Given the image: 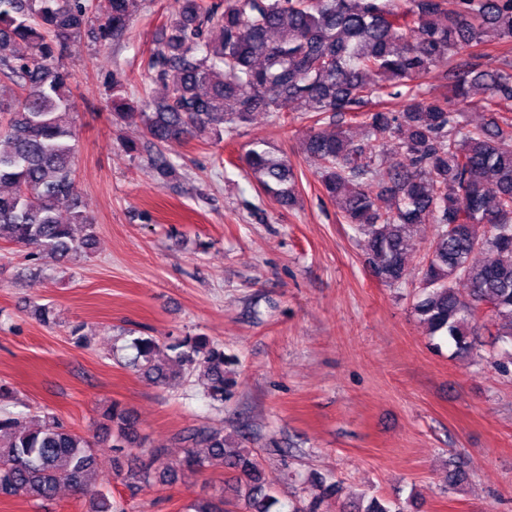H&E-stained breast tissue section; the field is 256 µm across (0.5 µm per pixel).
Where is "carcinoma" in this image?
Returning a JSON list of instances; mask_svg holds the SVG:
<instances>
[{"label": "carcinoma", "mask_w": 512, "mask_h": 512, "mask_svg": "<svg viewBox=\"0 0 512 512\" xmlns=\"http://www.w3.org/2000/svg\"><path fill=\"white\" fill-rule=\"evenodd\" d=\"M154 49L160 100L136 103L127 78L107 85L111 119H138L144 143L208 138L248 124L256 112L299 110L316 126L305 155L317 165L324 195L359 235L372 276L399 286L409 275L411 229L433 224L414 313L429 335L447 339L458 356L473 349L474 327L488 320L512 345V0H176ZM109 42L129 29L128 0H0V75L17 92L0 100V240L62 260L92 249L96 224L72 203L76 124L68 43L89 22ZM210 27L219 41L205 38ZM511 46L493 69L488 46ZM448 95L428 96L424 80ZM482 94L487 116L471 123L452 101ZM403 98L401 110L389 101ZM333 129L317 126L323 115ZM262 191L282 205L296 202L288 160L265 148L245 156ZM69 203L70 218H59ZM493 258L477 264L472 257ZM466 294H461L460 289ZM136 363L166 384L196 369L207 395L224 402V348L206 336L167 343L133 339ZM112 431L114 468L136 489L172 481L177 471L218 463L236 472L231 486L244 512H272L278 499L252 448L230 453L224 431L193 429L183 458L160 463L159 451L124 468V449L138 444L136 421L114 404L103 414ZM93 443L52 415L42 425L0 415V497L50 501L60 485L90 495L89 512H125L117 499L91 489ZM316 493L289 512H319L342 498V482L313 478ZM224 498L196 500L190 512H227ZM342 512H401L389 501L343 502Z\"/></svg>", "instance_id": "cac0c4a2"}]
</instances>
